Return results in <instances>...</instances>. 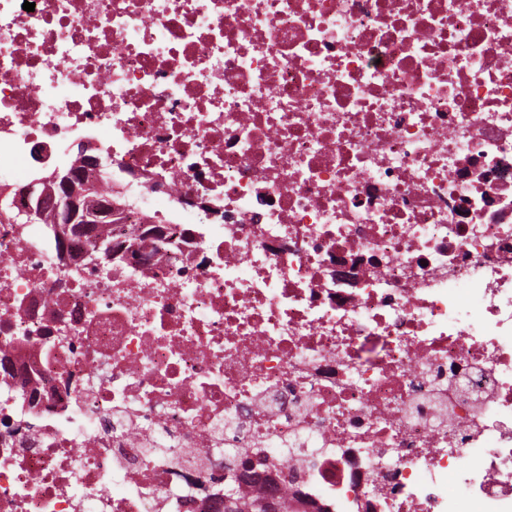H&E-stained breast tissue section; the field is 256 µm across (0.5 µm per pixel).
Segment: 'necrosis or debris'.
<instances>
[{
    "instance_id": "obj_1",
    "label": "necrosis or debris",
    "mask_w": 512,
    "mask_h": 512,
    "mask_svg": "<svg viewBox=\"0 0 512 512\" xmlns=\"http://www.w3.org/2000/svg\"><path fill=\"white\" fill-rule=\"evenodd\" d=\"M0 0V512H512V0ZM36 182L37 181L32 182L29 187L20 190L13 195H11L7 189L1 193V207L16 209V218L20 222H29L34 215L35 207L33 206L32 201L34 199L33 194L35 192L34 184ZM62 192L63 190L54 183L49 182L42 185L40 189V195L43 197L42 205L39 207L33 219L38 223L39 221H42V223L39 224H59L60 212L58 211V203ZM21 196L26 198V203L24 205L19 203V198ZM228 485L231 486L232 490L234 491V492H225L224 493V497L225 496L230 497L234 501V504H233L234 510H232L230 512H259V511H257V507L260 505V503L265 501V499L269 498V496H262V497H256L254 499L246 501L245 499L241 498L238 495L234 485H232L231 483ZM277 504H278V506H277ZM277 504L273 500H266L262 505V509L265 512H277V510L279 509L278 501H277ZM279 511H282V510L279 509Z\"/></svg>"
}]
</instances>
